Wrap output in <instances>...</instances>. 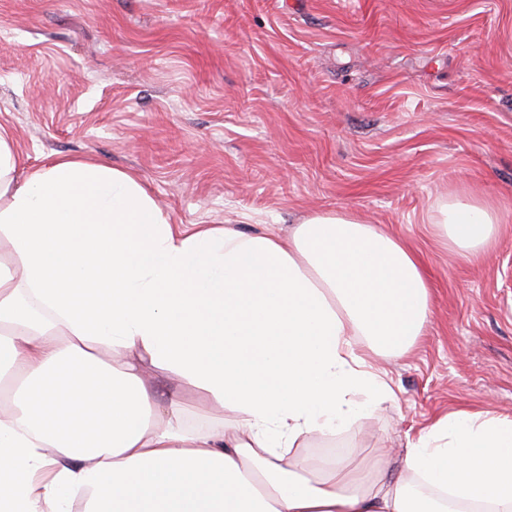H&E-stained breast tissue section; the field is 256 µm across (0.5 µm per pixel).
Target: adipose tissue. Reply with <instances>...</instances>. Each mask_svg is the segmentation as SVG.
<instances>
[{
    "mask_svg": "<svg viewBox=\"0 0 512 512\" xmlns=\"http://www.w3.org/2000/svg\"><path fill=\"white\" fill-rule=\"evenodd\" d=\"M503 220L452 193L432 226L470 261ZM0 235V512H512V416L439 418L395 468L288 454L393 400L356 339L402 352L424 330L430 283L402 237L345 210L285 238L174 224L134 174L66 157L22 170L4 130ZM153 368L233 425L187 430Z\"/></svg>",
    "mask_w": 512,
    "mask_h": 512,
    "instance_id": "adipose-tissue-1",
    "label": "adipose tissue"
}]
</instances>
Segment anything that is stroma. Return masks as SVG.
<instances>
[{
  "label": "stroma",
  "instance_id": "35a3bbf8",
  "mask_svg": "<svg viewBox=\"0 0 512 512\" xmlns=\"http://www.w3.org/2000/svg\"><path fill=\"white\" fill-rule=\"evenodd\" d=\"M0 128L25 169L137 175L175 224L348 209L419 253L423 335L366 356L393 401L299 456L395 463L457 409L512 415V0H0ZM455 192L505 218L475 261L431 228Z\"/></svg>",
  "mask_w": 512,
  "mask_h": 512
}]
</instances>
